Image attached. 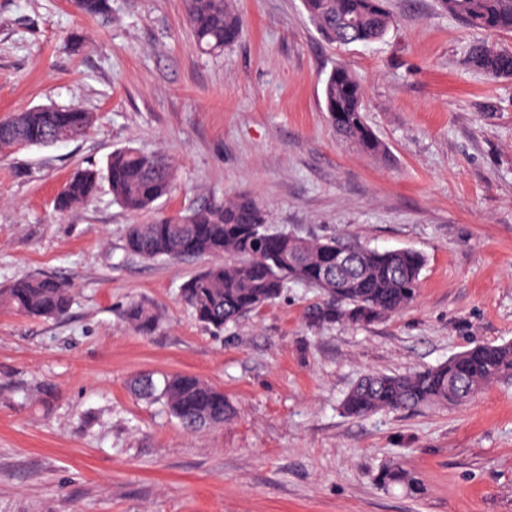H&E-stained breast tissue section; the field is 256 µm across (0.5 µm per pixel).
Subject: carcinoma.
<instances>
[{
  "label": "carcinoma",
  "mask_w": 512,
  "mask_h": 512,
  "mask_svg": "<svg viewBox=\"0 0 512 512\" xmlns=\"http://www.w3.org/2000/svg\"><path fill=\"white\" fill-rule=\"evenodd\" d=\"M90 16H107L109 0H75ZM318 32L329 42L348 46L382 39L396 18L385 0H302ZM439 8L471 29L488 33L512 31V0H438ZM189 28L206 54H218L241 37L243 22L228 0H186ZM471 63L492 79H512V51L493 46L473 50ZM328 121L344 139L372 155L385 146L368 125L363 86L345 64L336 65L324 80ZM93 118L78 107H37L0 119V154L26 146H50L72 128L89 131ZM107 182L113 198L127 211L150 219L129 225L127 250L146 260L213 258L215 262L187 280L183 302L197 320L216 331L259 312L279 298L288 283L315 289L321 300L307 307L312 325L380 321L412 304L419 293L423 256L412 249L379 250L336 237L311 239L277 230L267 223L264 207L239 196L221 205L199 207L187 214L156 212V202L174 184L172 163L134 148L112 152L103 170H78L61 188L56 206L70 211L87 204ZM353 251L347 269L336 263V252ZM72 302L71 283L31 275L0 288V304L33 318L65 316ZM131 327L151 334L163 313L144 301L125 310ZM512 377V342L476 345L433 367L406 375L370 374L361 378L343 400L354 417L381 410L462 406L490 384ZM133 391L161 400L187 429L222 425L234 414L224 391L191 374L133 381ZM383 487L402 484L423 493L419 479L400 467L382 469Z\"/></svg>",
  "instance_id": "1"
}]
</instances>
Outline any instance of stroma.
<instances>
[{
	"label": "stroma",
	"mask_w": 512,
	"mask_h": 512,
	"mask_svg": "<svg viewBox=\"0 0 512 512\" xmlns=\"http://www.w3.org/2000/svg\"><path fill=\"white\" fill-rule=\"evenodd\" d=\"M242 39L223 56L194 42L185 0H0V118L41 105L90 112L88 136L0 158V287L32 274L73 285L61 319L0 307V512H512V378L461 407L353 418L363 374H406L479 344L512 341V80L470 62L512 32L463 26L436 0H389L380 41L336 46L301 0H231ZM347 63L387 148L364 153L325 114L323 80ZM167 157L173 214L245 195L270 224L409 248L417 301L367 325H309L317 294L292 283L221 331L180 301L206 259L129 254L136 216L108 187L62 212L56 196L115 149ZM165 313L151 335L131 300ZM145 372L223 390L233 418L185 430L135 396ZM399 465L415 496L380 487ZM377 482L383 487L402 484L415 494L423 493V487L419 479L410 471L400 467H388L382 469L377 475Z\"/></svg>",
	"instance_id": "35a3bbf8"
}]
</instances>
